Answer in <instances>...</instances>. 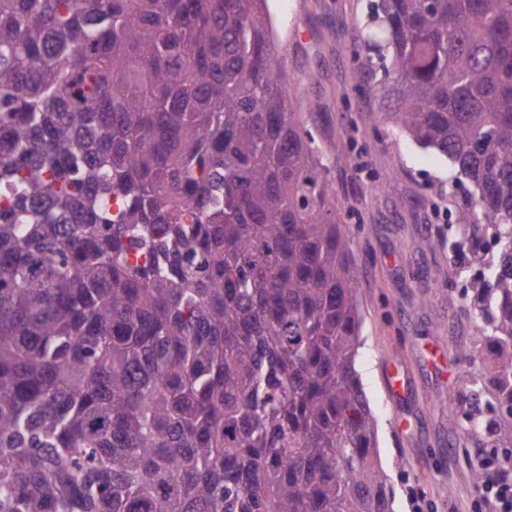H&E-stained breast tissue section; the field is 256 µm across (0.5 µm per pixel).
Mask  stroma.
Segmentation results:
<instances>
[{
    "label": "stroma",
    "mask_w": 512,
    "mask_h": 512,
    "mask_svg": "<svg viewBox=\"0 0 512 512\" xmlns=\"http://www.w3.org/2000/svg\"><path fill=\"white\" fill-rule=\"evenodd\" d=\"M370 3L269 0L276 56L301 87L305 125L361 268L356 368L377 422L392 512L418 505L424 512H487L472 472L484 458L512 459V448L465 432L470 407L462 399L483 378L484 353L462 358L474 345V320L448 298L462 296L477 268L469 253L447 244L458 239L453 210L469 189L454 184L446 158L390 127L379 92L358 87ZM381 182L386 190H378ZM392 362L406 381L397 399L385 383ZM398 415L410 422L409 434L396 431Z\"/></svg>",
    "instance_id": "stroma-1"
}]
</instances>
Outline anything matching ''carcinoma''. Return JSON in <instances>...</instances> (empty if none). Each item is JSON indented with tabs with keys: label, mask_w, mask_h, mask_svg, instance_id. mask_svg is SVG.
Here are the masks:
<instances>
[{
	"label": "carcinoma",
	"mask_w": 512,
	"mask_h": 512,
	"mask_svg": "<svg viewBox=\"0 0 512 512\" xmlns=\"http://www.w3.org/2000/svg\"><path fill=\"white\" fill-rule=\"evenodd\" d=\"M362 48L473 187L511 448L512 0H379ZM301 102L267 0H0V512H391Z\"/></svg>",
	"instance_id": "carcinoma-1"
}]
</instances>
